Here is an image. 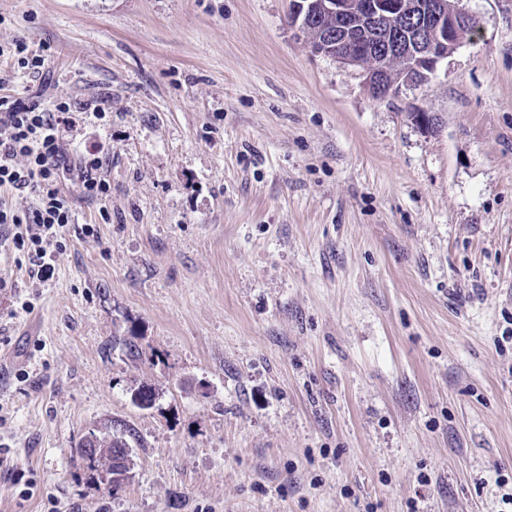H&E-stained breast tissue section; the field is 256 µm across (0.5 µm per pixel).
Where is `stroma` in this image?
<instances>
[{"label":"stroma","mask_w":512,"mask_h":512,"mask_svg":"<svg viewBox=\"0 0 512 512\" xmlns=\"http://www.w3.org/2000/svg\"><path fill=\"white\" fill-rule=\"evenodd\" d=\"M462 4L380 100L290 0H0L49 72L10 88L112 133L50 285L0 261V512H512V0ZM92 432H89L84 437V447L81 448L83 445L82 439L78 448H81V453L86 456H91L96 453L97 448H99L93 462L91 464H86V468L90 471L93 478H95L99 483L106 485L108 489H112V491H114L121 487V485L126 481L125 479L113 477L114 475L121 474L125 467L123 466L122 470H116L121 467L120 465H117L116 462L124 459L119 458L115 451L117 448H130L127 438L134 437V433L132 429H129L127 431L128 434H123V436L118 437L110 433L97 434L94 432L96 435L95 441V436ZM82 454H79L81 458H83Z\"/></svg>","instance_id":"35a3bbf8"}]
</instances>
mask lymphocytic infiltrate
<instances>
[{"mask_svg":"<svg viewBox=\"0 0 512 512\" xmlns=\"http://www.w3.org/2000/svg\"><path fill=\"white\" fill-rule=\"evenodd\" d=\"M74 123L70 102L45 106L39 94L0 97V193L30 198L19 210L0 200V230L5 231L16 266L25 267L33 285L44 286L56 272V255L75 221L65 181H76L90 200L105 201L111 184L104 174L106 149L97 143L67 164L64 132Z\"/></svg>","mask_w":512,"mask_h":512,"instance_id":"f902f5d3","label":"lymphocytic infiltrate"}]
</instances>
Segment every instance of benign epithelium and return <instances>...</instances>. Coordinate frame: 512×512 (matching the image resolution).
<instances>
[{"label":"benign epithelium","mask_w":512,"mask_h":512,"mask_svg":"<svg viewBox=\"0 0 512 512\" xmlns=\"http://www.w3.org/2000/svg\"><path fill=\"white\" fill-rule=\"evenodd\" d=\"M290 23L308 33L312 51L355 67L372 46L370 27L384 33L386 53L408 59L407 72L427 77L448 56L460 29H476V18L448 0H292ZM371 95H396L399 82L364 78Z\"/></svg>","instance_id":"obj_1"}]
</instances>
